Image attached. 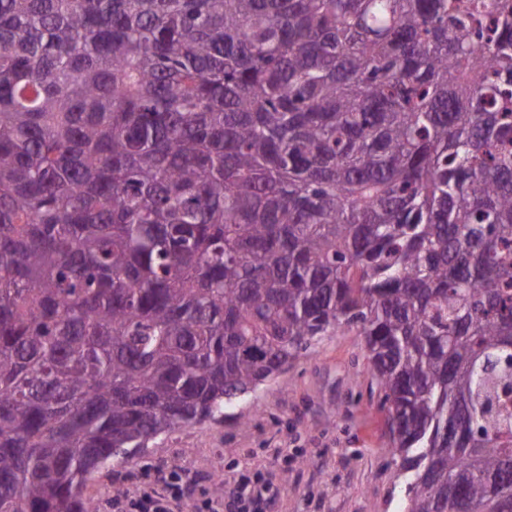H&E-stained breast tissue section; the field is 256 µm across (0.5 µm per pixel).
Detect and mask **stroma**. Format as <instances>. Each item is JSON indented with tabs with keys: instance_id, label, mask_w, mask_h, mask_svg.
I'll return each mask as SVG.
<instances>
[{
	"instance_id": "35a3bbf8",
	"label": "stroma",
	"mask_w": 512,
	"mask_h": 512,
	"mask_svg": "<svg viewBox=\"0 0 512 512\" xmlns=\"http://www.w3.org/2000/svg\"><path fill=\"white\" fill-rule=\"evenodd\" d=\"M387 412L362 336L345 330L301 351L246 401L150 441L132 464H113L88 485L108 512L107 483L131 489L171 468L190 471L194 494L220 496L222 480L277 470V512H402L405 492L388 449Z\"/></svg>"
}]
</instances>
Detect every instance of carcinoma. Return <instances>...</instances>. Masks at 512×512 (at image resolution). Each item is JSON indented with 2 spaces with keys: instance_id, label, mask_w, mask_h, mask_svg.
Masks as SVG:
<instances>
[{
  "instance_id": "1",
  "label": "carcinoma",
  "mask_w": 512,
  "mask_h": 512,
  "mask_svg": "<svg viewBox=\"0 0 512 512\" xmlns=\"http://www.w3.org/2000/svg\"><path fill=\"white\" fill-rule=\"evenodd\" d=\"M351 328L404 512L512 507V0H0V512Z\"/></svg>"
}]
</instances>
